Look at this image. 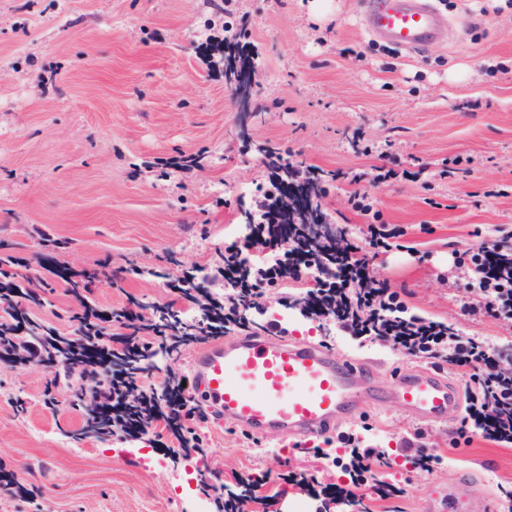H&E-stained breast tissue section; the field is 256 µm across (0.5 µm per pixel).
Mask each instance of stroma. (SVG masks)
<instances>
[{
  "label": "stroma",
  "mask_w": 512,
  "mask_h": 512,
  "mask_svg": "<svg viewBox=\"0 0 512 512\" xmlns=\"http://www.w3.org/2000/svg\"><path fill=\"white\" fill-rule=\"evenodd\" d=\"M334 2L319 17L310 0H0V241L54 273L37 306L16 278L13 306L77 337L78 303L64 278L107 257L127 274L86 293L98 312L142 302L151 317L184 268L202 269L209 292L223 296L224 246L238 237L241 208L256 209L271 187L269 169L238 139L243 128L320 182L326 218L371 255L373 279L410 313L512 355V320L485 314L471 262L512 242V0H436L450 27L417 54L367 34L365 0ZM228 29L238 53L256 59L246 107L211 52L210 37ZM450 161L453 173L440 177ZM381 163L395 179L350 182ZM356 191L370 195L372 212L354 210ZM376 222L402 231L378 254L368 233ZM302 289L268 288L261 320L289 340L317 342L318 321L284 306ZM331 349L369 364L383 400L343 415L325 439L257 437L207 410L193 421L197 452L158 447L159 423L136 437L74 440L88 412L70 407L69 381L50 407L43 364L0 361V467L36 499L0 488V512H219L200 490L204 474L228 491L260 479L254 512H320L322 500L285 483L287 472L351 490L366 512H445L459 494L507 512L512 444L460 434L453 414L419 421L395 395L419 368L463 392L468 374L343 334ZM347 435L387 453L372 472L402 495L352 485ZM408 438L436 457L431 473L404 457Z\"/></svg>",
  "instance_id": "stroma-1"
}]
</instances>
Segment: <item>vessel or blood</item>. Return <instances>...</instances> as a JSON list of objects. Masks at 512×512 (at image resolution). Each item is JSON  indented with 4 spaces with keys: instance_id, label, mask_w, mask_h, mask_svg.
I'll use <instances>...</instances> for the list:
<instances>
[{
    "instance_id": "vessel-or-blood-1",
    "label": "vessel or blood",
    "mask_w": 512,
    "mask_h": 512,
    "mask_svg": "<svg viewBox=\"0 0 512 512\" xmlns=\"http://www.w3.org/2000/svg\"><path fill=\"white\" fill-rule=\"evenodd\" d=\"M362 24L370 37L418 52L436 41L448 19L432 0H366ZM191 371L201 405L232 415L255 434L323 437L359 399L378 397L361 365L341 361L319 344H293L283 336L208 340ZM396 394L423 420L445 421L460 407L457 387L427 369L402 378Z\"/></svg>"
}]
</instances>
